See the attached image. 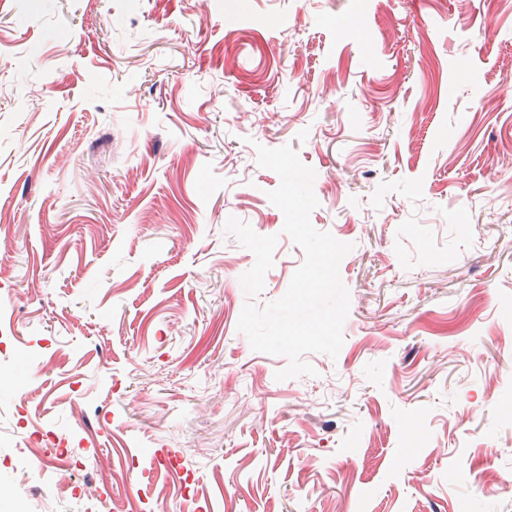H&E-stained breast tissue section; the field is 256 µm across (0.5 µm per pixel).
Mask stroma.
<instances>
[{
  "instance_id": "stroma-1",
  "label": "stroma",
  "mask_w": 512,
  "mask_h": 512,
  "mask_svg": "<svg viewBox=\"0 0 512 512\" xmlns=\"http://www.w3.org/2000/svg\"><path fill=\"white\" fill-rule=\"evenodd\" d=\"M351 244L337 358L276 380L237 322L304 261L256 145ZM6 458L77 457L101 512H512V0H0ZM174 473L126 467L130 442Z\"/></svg>"
}]
</instances>
